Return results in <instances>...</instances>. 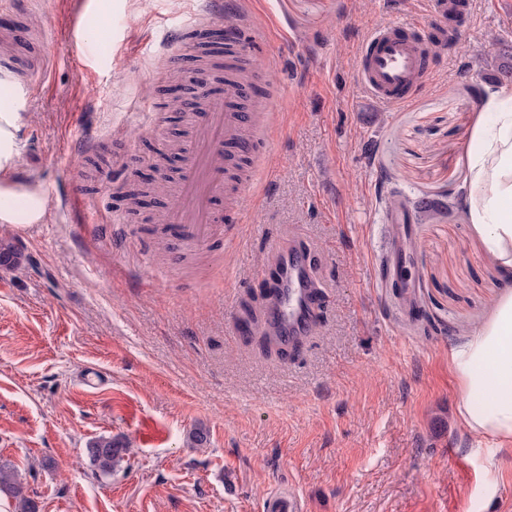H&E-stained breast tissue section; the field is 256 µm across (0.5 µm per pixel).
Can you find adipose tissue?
<instances>
[{"label": "adipose tissue", "mask_w": 512, "mask_h": 512, "mask_svg": "<svg viewBox=\"0 0 512 512\" xmlns=\"http://www.w3.org/2000/svg\"><path fill=\"white\" fill-rule=\"evenodd\" d=\"M459 205L479 241L481 253L503 285L490 316L448 353L458 379V415L476 437L512 440V83L484 86L481 111L468 131ZM0 182V223L34 224L46 201L39 188L18 195ZM481 397L486 405L473 410Z\"/></svg>", "instance_id": "1"}]
</instances>
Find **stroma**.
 I'll list each match as a JSON object with an SVG mask.
<instances>
[{"instance_id":"stroma-1","label":"stroma","mask_w":512,"mask_h":512,"mask_svg":"<svg viewBox=\"0 0 512 512\" xmlns=\"http://www.w3.org/2000/svg\"><path fill=\"white\" fill-rule=\"evenodd\" d=\"M470 3L418 92L384 105L358 81L360 47L426 19L427 0H223L263 93L246 103L249 185L225 180L216 235L190 248L163 230L172 194L140 218L123 193L169 136L192 147L156 73L179 42L189 67L200 0H0L16 67L43 63L31 93L0 79L20 116L10 178L46 199L40 223L0 224L22 255L0 267V462L38 512H275L288 496L299 512H512V442L468 434L448 366L500 292L455 191L512 0ZM294 233L322 305L284 357L236 325L264 316ZM99 436L129 444L109 476L85 456Z\"/></svg>"}]
</instances>
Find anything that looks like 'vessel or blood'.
Wrapping results in <instances>:
<instances>
[{"label":"vessel or blood","mask_w":512,"mask_h":512,"mask_svg":"<svg viewBox=\"0 0 512 512\" xmlns=\"http://www.w3.org/2000/svg\"><path fill=\"white\" fill-rule=\"evenodd\" d=\"M434 26L394 23L374 29L365 39L358 63L361 84L376 101L400 105L420 87L428 69V45L446 39L449 26L469 28L465 0H429ZM246 88L226 79L219 91H208L205 109L195 115L193 149L180 176L175 200L166 217L185 241H209L216 233L212 199L225 177L220 146L238 150L251 116L240 109ZM276 274L266 287V328L290 347L302 344L320 315L315 267L303 242L289 239L279 248Z\"/></svg>","instance_id":"vessel-or-blood-1"}]
</instances>
